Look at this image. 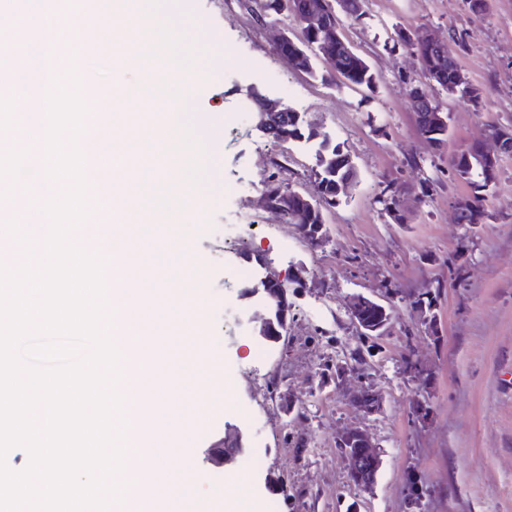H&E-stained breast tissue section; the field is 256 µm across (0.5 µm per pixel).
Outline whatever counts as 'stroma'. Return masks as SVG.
<instances>
[{"mask_svg": "<svg viewBox=\"0 0 512 512\" xmlns=\"http://www.w3.org/2000/svg\"><path fill=\"white\" fill-rule=\"evenodd\" d=\"M157 18L180 30L196 65L217 66L210 80H192L180 114L188 125L197 116L218 122L188 231L192 259L207 270L204 323L227 380L199 447H223L231 428L245 434L248 456L261 461L246 475L262 512H406L412 475L424 489L420 512H512V155L499 158L483 193L488 219L466 229L453 219V202L472 188L451 164L489 129H512V0H490L482 19L464 0H369L362 22L341 32L375 72L370 89L294 72L271 32L295 38L298 29L280 16L256 19L244 0H162ZM423 25L466 32L458 65L482 94L473 107L436 91L448 114L439 149L420 137L409 102L405 81L418 75L416 62L392 41L396 30ZM288 84L300 96L297 111L341 144L357 170L351 193L325 207L328 240L315 248L260 205L274 172L314 194L312 155L263 137L244 109L247 89L280 98ZM411 155L417 165H406ZM389 179L411 193L408 223H389L380 209ZM263 264L309 271L306 287L288 290V330L275 343L256 335L259 299L238 275ZM428 290L437 295L434 336L412 304ZM353 294L389 307L392 320L339 388L320 374L363 343L346 308ZM408 357L425 364L426 393L404 373ZM363 385L382 397L376 414L348 400ZM421 394L430 405L423 424L412 413ZM350 426L367 430L381 454L367 491L352 484L337 446Z\"/></svg>", "mask_w": 512, "mask_h": 512, "instance_id": "stroma-1", "label": "stroma"}]
</instances>
